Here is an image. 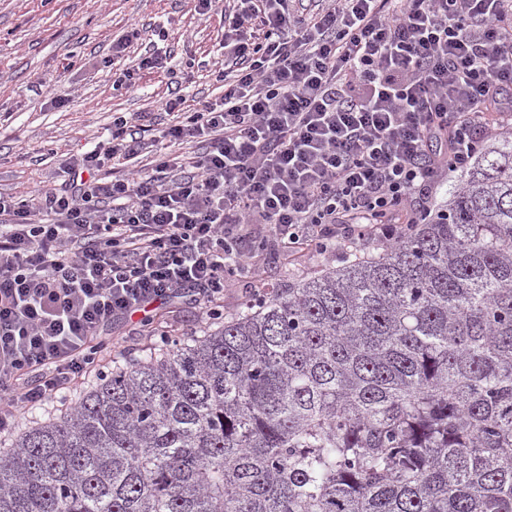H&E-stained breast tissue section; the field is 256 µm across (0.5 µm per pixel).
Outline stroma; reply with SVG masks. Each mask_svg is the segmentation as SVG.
<instances>
[{
  "mask_svg": "<svg viewBox=\"0 0 512 512\" xmlns=\"http://www.w3.org/2000/svg\"><path fill=\"white\" fill-rule=\"evenodd\" d=\"M225 5L216 0L201 13L192 0H0V193L26 199L60 185L64 161L107 138L114 114L147 112L164 125L171 118L160 104L171 92L185 97L189 112L223 95L214 72L224 66ZM134 29L139 42L113 58V42ZM161 35L174 73L139 69L145 45ZM126 69L137 70L138 89L113 90L114 73ZM262 263V287L225 288V315L338 261L305 250L292 256L270 251ZM154 321L151 328L134 320L114 324L102 362L50 403L24 408L17 429L69 410L115 365L144 357L157 343L153 328L183 339L201 335L205 326L186 297L160 306Z\"/></svg>",
  "mask_w": 512,
  "mask_h": 512,
  "instance_id": "35a3bbf8",
  "label": "stroma"
}]
</instances>
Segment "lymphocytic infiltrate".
<instances>
[{"label": "lymphocytic infiltrate", "instance_id": "f902f5d3", "mask_svg": "<svg viewBox=\"0 0 512 512\" xmlns=\"http://www.w3.org/2000/svg\"><path fill=\"white\" fill-rule=\"evenodd\" d=\"M222 101L150 136L125 116L62 188L0 194V433L94 367L114 322L194 292L218 319L266 246L346 257L398 244L489 128L512 129V0H233ZM206 141L189 173L146 142ZM406 222V223H407Z\"/></svg>", "mask_w": 512, "mask_h": 512}]
</instances>
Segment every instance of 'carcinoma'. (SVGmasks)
Wrapping results in <instances>:
<instances>
[{"label": "carcinoma", "instance_id": "carcinoma-1", "mask_svg": "<svg viewBox=\"0 0 512 512\" xmlns=\"http://www.w3.org/2000/svg\"><path fill=\"white\" fill-rule=\"evenodd\" d=\"M0 512H512V133L401 244L23 429Z\"/></svg>", "mask_w": 512, "mask_h": 512}]
</instances>
